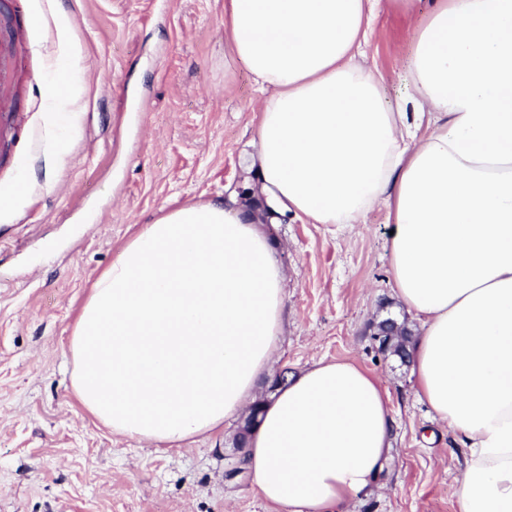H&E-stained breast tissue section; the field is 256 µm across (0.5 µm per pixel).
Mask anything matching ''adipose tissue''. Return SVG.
Instances as JSON below:
<instances>
[{
  "instance_id": "1",
  "label": "adipose tissue",
  "mask_w": 512,
  "mask_h": 512,
  "mask_svg": "<svg viewBox=\"0 0 512 512\" xmlns=\"http://www.w3.org/2000/svg\"><path fill=\"white\" fill-rule=\"evenodd\" d=\"M417 3L225 0L224 41L264 95L266 197L316 224L388 209L390 273L422 326L416 393L467 444L457 512H512V0H433L406 61L410 106L395 111L354 53L375 5ZM285 281L233 199L162 212L92 285L69 342L75 396L141 442L219 430L275 362ZM393 437L380 378L322 359L263 402L246 465L271 504L344 512Z\"/></svg>"
}]
</instances>
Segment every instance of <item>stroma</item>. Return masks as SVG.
<instances>
[{
  "instance_id": "1",
  "label": "stroma",
  "mask_w": 512,
  "mask_h": 512,
  "mask_svg": "<svg viewBox=\"0 0 512 512\" xmlns=\"http://www.w3.org/2000/svg\"><path fill=\"white\" fill-rule=\"evenodd\" d=\"M380 8L358 60L386 103L427 10ZM5 21L23 60L19 124L0 147V512H275L253 476L226 478L238 419L158 448L88 415L70 383L69 340L94 279L161 209L236 194L262 200L249 168L261 94L224 45V0H18ZM284 267L274 371L349 360L379 376L393 450L350 512H457L460 439L415 394L413 367L374 325L403 320L387 209L360 224L293 214L265 224Z\"/></svg>"
}]
</instances>
